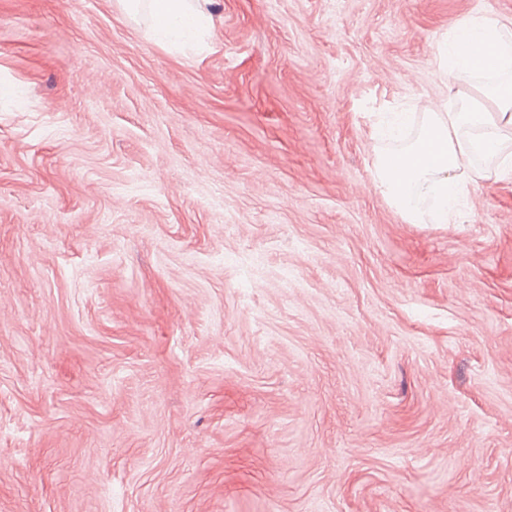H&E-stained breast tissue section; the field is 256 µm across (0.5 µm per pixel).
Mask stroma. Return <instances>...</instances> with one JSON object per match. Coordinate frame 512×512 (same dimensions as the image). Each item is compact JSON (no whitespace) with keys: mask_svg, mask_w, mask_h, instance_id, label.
Returning a JSON list of instances; mask_svg holds the SVG:
<instances>
[{"mask_svg":"<svg viewBox=\"0 0 512 512\" xmlns=\"http://www.w3.org/2000/svg\"><path fill=\"white\" fill-rule=\"evenodd\" d=\"M0 0V512H512V182L374 187L512 0ZM147 7L154 23L152 31L174 44L198 39L206 27L203 11L189 0H149ZM505 25L489 17L472 18L457 28L448 41L444 68L448 75L456 78L466 73H497L512 67V45L503 40ZM474 48L482 50L479 60L474 57ZM476 49V55H480ZM416 112H391L388 113L380 123V127L389 135H396L403 129L413 125L416 118Z\"/></svg>","mask_w":512,"mask_h":512,"instance_id":"stroma-1","label":"stroma"}]
</instances>
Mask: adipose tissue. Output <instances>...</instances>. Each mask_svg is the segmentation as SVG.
I'll return each instance as SVG.
<instances>
[{
    "instance_id": "adipose-tissue-1",
    "label": "adipose tissue",
    "mask_w": 512,
    "mask_h": 512,
    "mask_svg": "<svg viewBox=\"0 0 512 512\" xmlns=\"http://www.w3.org/2000/svg\"><path fill=\"white\" fill-rule=\"evenodd\" d=\"M154 34L172 43L199 38L206 19L190 0H148ZM503 24L492 17L472 18L449 40L444 67L450 76L497 73L512 67V45L503 39ZM492 109L468 102L461 108L425 113L391 112L380 123L389 135L419 125L416 141L394 160L379 156L373 182L409 223L431 216L450 224L456 202L470 187L490 177L512 178V84L487 92Z\"/></svg>"
}]
</instances>
